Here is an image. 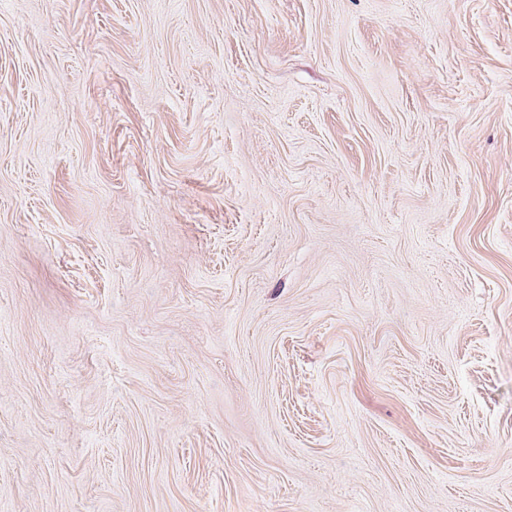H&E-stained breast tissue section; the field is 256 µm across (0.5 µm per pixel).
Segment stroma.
I'll return each mask as SVG.
<instances>
[{
    "instance_id": "stroma-1",
    "label": "stroma",
    "mask_w": 512,
    "mask_h": 512,
    "mask_svg": "<svg viewBox=\"0 0 512 512\" xmlns=\"http://www.w3.org/2000/svg\"><path fill=\"white\" fill-rule=\"evenodd\" d=\"M0 512H512V0H0Z\"/></svg>"
}]
</instances>
